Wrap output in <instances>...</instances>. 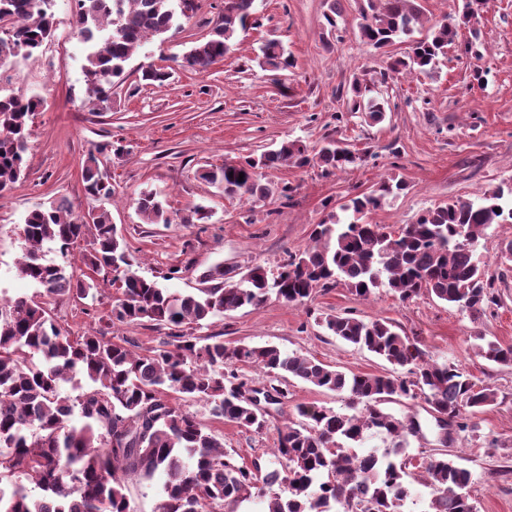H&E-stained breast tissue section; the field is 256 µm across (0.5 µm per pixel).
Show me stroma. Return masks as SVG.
Instances as JSON below:
<instances>
[{
  "instance_id": "stroma-1",
  "label": "stroma",
  "mask_w": 512,
  "mask_h": 512,
  "mask_svg": "<svg viewBox=\"0 0 512 512\" xmlns=\"http://www.w3.org/2000/svg\"><path fill=\"white\" fill-rule=\"evenodd\" d=\"M365 3L343 0L344 11L332 28L325 19L330 0H255L259 24L238 34L234 54L191 73L175 59L208 37L224 7L223 0H202L182 30L165 41L152 38L139 49L113 86L110 102L101 104L86 90L83 43L64 39L73 26V0H53V39L32 57L0 66L1 88L45 100L31 127L27 174L0 192V298L40 297L41 288L17 271L24 246L19 229L29 210L56 197L67 198L77 218L107 207L137 274L186 290L198 287L201 274L219 263L234 280L255 264L280 271L289 253L310 245L328 204L370 191L387 178L403 181L406 188L367 220L392 229L439 203L474 200L488 187L512 182V0H490L478 21L461 27L431 71L403 72L384 81L379 74L390 56L404 55L408 45L378 50L361 40L357 24ZM270 36L282 41L293 67L271 72L259 66V47ZM468 42L478 56L465 53ZM148 64L169 71L163 86L142 80L141 68ZM476 68L485 72V83L473 81ZM357 75L372 80L374 96L387 101L383 122L369 124L347 111L346 90ZM328 136L355 150L357 162L330 174L309 166L264 170L265 181L293 187L288 199H228L200 177L203 169L259 155L285 139L312 149ZM91 154L112 177L110 202L85 189L82 169ZM147 189L163 201L170 223L142 222L136 200ZM198 204L207 207L208 220L186 223ZM510 240L512 224H495L480 241L477 254L488 266L498 303L475 317L425 294L403 301L379 288L363 298L335 286L299 305L271 299L256 309L215 316L198 334L223 336L231 347L273 344L349 375L379 374L388 371L386 362L328 335L318 320L343 313L389 319L429 359L453 362L475 382L496 389V403L470 414L468 430L453 432L447 451L471 473L476 512H512V366L478 353L489 340L512 345V262L498 257L501 244ZM173 267L180 273L171 280L167 273ZM96 284V300L74 297L52 305L71 335L100 328L101 316L111 308V279L101 277ZM110 334L142 353L160 347L167 330L143 321L113 324ZM170 400L222 436L239 461L260 464L267 472L280 429L300 420L298 406L340 411L346 397L289 380L287 398L270 406L268 426L259 434L215 419L204 402L176 393ZM383 409L422 424L423 438L412 439L409 447L410 464L438 449V428L424 398H399Z\"/></svg>"
}]
</instances>
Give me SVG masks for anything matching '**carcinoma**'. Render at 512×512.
Returning <instances> with one entry per match:
<instances>
[{
	"instance_id": "cac0c4a2",
	"label": "carcinoma",
	"mask_w": 512,
	"mask_h": 512,
	"mask_svg": "<svg viewBox=\"0 0 512 512\" xmlns=\"http://www.w3.org/2000/svg\"><path fill=\"white\" fill-rule=\"evenodd\" d=\"M76 29L88 52L82 67L87 90L108 100L113 79L150 37L182 28L198 8L196 0H76ZM254 0H224V14L204 41L196 42L179 62L185 70L204 71L234 51L238 32L253 25ZM362 38L376 49L410 41L407 56L393 60L391 73L425 72L457 39V25L445 20L418 39V0H367ZM489 0H464L462 18L469 23ZM0 64L30 57L54 36L56 19L49 0H0ZM260 66L275 71L292 65L277 39L260 48ZM370 84L356 76L349 83L348 110L371 124L386 116V101L369 96ZM43 100L0 93V191L25 174L29 122ZM357 160L349 147L331 138L309 154L298 140L243 161H226L202 174L219 185L228 199L268 198L292 191L261 181L262 170L288 163L317 165L329 173ZM243 181H238L239 174ZM86 190L112 197V183L91 155L82 169ZM405 189L401 181L383 180L368 193L332 208L312 231L314 246L289 256L282 271L270 274L255 265L234 283H224V266L202 276L189 291L161 288L133 271L128 247L102 207L93 223L70 218L63 202L52 201L23 218L20 276L60 301L76 296L96 300L95 274L119 284L106 326L144 320L169 329L163 346L135 353L112 340L108 331L71 336L47 303L24 296L0 301V512H134L126 478L164 476V500L158 512H216L236 506L253 494L268 497L266 512H475L470 502L471 473L446 452L430 454L417 477L408 471L409 438L420 429L417 419L401 420L381 405L396 397L421 393L434 419L448 429L468 427L465 409L476 411L497 401V392L477 385L456 365L438 364L409 337L383 318L370 320L328 314L320 319L330 334L384 359L399 375L351 376L306 355L278 347L239 344L232 349L222 336H192L218 314L258 308L270 297L302 303L318 288L337 285L367 297L386 287L407 301L425 292L476 316L496 304L493 283L475 259L479 240L493 224H512V183L485 191L478 201L450 199L426 210L394 231L365 221L390 196ZM136 210L147 224L170 218L152 191L141 192ZM90 250L82 262L90 271L74 277L62 264L42 258L45 242L63 254L85 233ZM483 358L512 364V346L489 341ZM261 368L269 378L261 389L230 362ZM89 385L78 395L62 392L61 383L76 376ZM347 393L346 411L300 406L303 421L279 432L271 455L279 468L262 472L248 467L197 417L173 404L168 392L203 401L212 415L238 427L260 432L266 415L245 397L259 393L277 404L288 395V378ZM387 436L392 445L358 453L354 446ZM34 485L38 493L25 483ZM288 496H282L283 492Z\"/></svg>"
}]
</instances>
